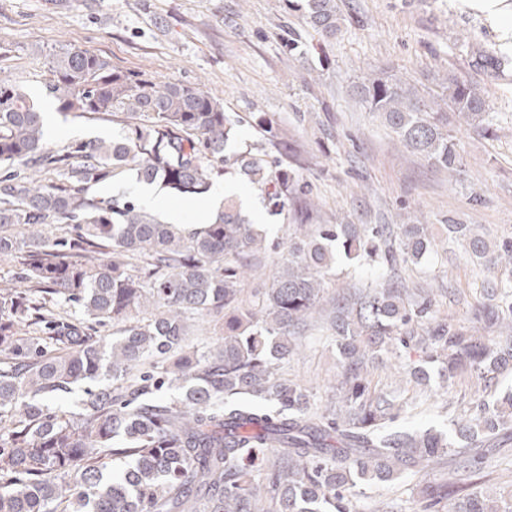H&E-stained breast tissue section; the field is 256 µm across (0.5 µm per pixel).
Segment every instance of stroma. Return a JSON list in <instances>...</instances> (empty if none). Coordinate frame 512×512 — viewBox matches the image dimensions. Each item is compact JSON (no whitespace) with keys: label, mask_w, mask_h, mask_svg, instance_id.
<instances>
[{"label":"stroma","mask_w":512,"mask_h":512,"mask_svg":"<svg viewBox=\"0 0 512 512\" xmlns=\"http://www.w3.org/2000/svg\"><path fill=\"white\" fill-rule=\"evenodd\" d=\"M349 20L329 41H322L288 0H0V70L22 81L38 101L47 139L60 149L75 141L117 139L123 122L58 111L45 97V50L67 43L111 58L116 67L159 81L198 84L219 99L225 111L242 120L236 141L278 154L266 140L258 116L273 119L282 139L296 152L282 157L312 187L314 224L476 225L496 243L512 236V72L494 80L474 71L461 46L470 39L512 49L497 22L470 7L468 0H342ZM296 39L300 49L288 48ZM384 71L406 79L442 78L447 72L481 81L496 116L492 129L460 128L457 138L467 165L451 173L406 152L393 135L356 99L357 77ZM250 221L263 230L272 251L246 282L266 287L276 274L294 227L270 217L259 190L250 189ZM413 288L453 287L463 295L438 298L439 318L475 325L484 272L462 257L430 255L421 264L402 265ZM378 270L337 260L325 277V295L372 284L382 285ZM411 360L385 358L371 370L373 389L396 391L404 410L398 420L409 429L447 431L451 419L470 413L482 395L468 377L451 389L438 377L420 383L408 372ZM289 378L334 399L339 381L338 353L318 326L310 327L299 357L285 365ZM468 452L480 464L477 483L512 489V422ZM425 475L373 485L356 501V512H372L387 501L405 512H421L419 491Z\"/></svg>","instance_id":"35a3bbf8"}]
</instances>
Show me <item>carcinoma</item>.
<instances>
[{"label":"carcinoma","mask_w":512,"mask_h":512,"mask_svg":"<svg viewBox=\"0 0 512 512\" xmlns=\"http://www.w3.org/2000/svg\"><path fill=\"white\" fill-rule=\"evenodd\" d=\"M340 0H292L328 38L345 18ZM469 66L490 78L508 60L491 46L464 44ZM44 94L61 112L112 116L120 139L48 147L42 111L10 75H0V261L18 269L0 286V512H353L365 487L415 476L459 457L453 482L421 487L425 508L512 512V495L479 490L474 461L457 440L481 441L512 414V387L477 405L452 432L393 427L402 405L376 392L368 365L404 349L438 366L441 382L461 375L496 385L512 369V279L489 280L482 336L440 320L398 280L332 303L340 396L322 406L280 365L302 345L321 311L324 279L344 256L384 271L438 252L423 224H310L314 203L296 175L257 148L226 153L238 119L198 85L155 81L117 69L110 57L59 44L45 54ZM442 95L400 77L369 73L353 89L408 151L458 172L459 127L487 131L494 116L483 87L450 75ZM126 171L183 196L209 192L237 174L261 191L272 216L291 206L296 228L272 282L245 294L242 282L265 237L231 198L213 221L188 232L122 196L93 188ZM54 172L59 181L42 183ZM65 224L69 237L46 232ZM446 237L480 265L512 264V237L490 245L468 224ZM69 304L81 317L61 310ZM154 311L145 322L144 308ZM224 315L207 351L189 344L188 322ZM120 326L105 345L88 321ZM102 376L70 410L50 402ZM175 385L181 398L159 396Z\"/></svg>","instance_id":"obj_1"}]
</instances>
